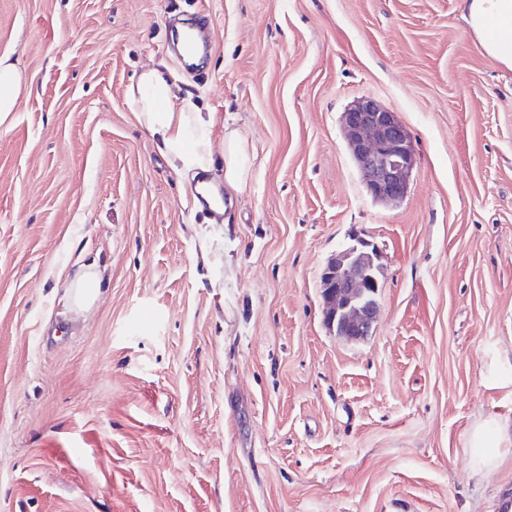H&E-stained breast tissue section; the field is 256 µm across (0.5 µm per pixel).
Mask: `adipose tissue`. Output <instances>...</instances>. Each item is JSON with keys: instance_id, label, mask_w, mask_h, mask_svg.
Masks as SVG:
<instances>
[{"instance_id": "ef3b65f1", "label": "adipose tissue", "mask_w": 512, "mask_h": 512, "mask_svg": "<svg viewBox=\"0 0 512 512\" xmlns=\"http://www.w3.org/2000/svg\"><path fill=\"white\" fill-rule=\"evenodd\" d=\"M463 17L487 57L512 69V0H462ZM31 89L23 71L0 58V127L9 125L19 97ZM140 125L175 172L192 182L195 210L223 215L222 190L246 185L253 160L244 139L231 129L216 133L217 115L200 111L175 92L168 67L141 71L129 88Z\"/></svg>"}]
</instances>
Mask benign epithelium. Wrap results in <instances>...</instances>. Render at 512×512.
Listing matches in <instances>:
<instances>
[{
    "label": "benign epithelium",
    "mask_w": 512,
    "mask_h": 512,
    "mask_svg": "<svg viewBox=\"0 0 512 512\" xmlns=\"http://www.w3.org/2000/svg\"><path fill=\"white\" fill-rule=\"evenodd\" d=\"M342 130L348 149L365 177L370 195L394 203L407 193L416 162L414 146L394 112L377 100L362 97L342 114ZM358 241L343 247L322 273L321 296L329 326H339L350 341L366 339L373 329L379 305L380 284L369 277Z\"/></svg>",
    "instance_id": "benign-epithelium-1"
}]
</instances>
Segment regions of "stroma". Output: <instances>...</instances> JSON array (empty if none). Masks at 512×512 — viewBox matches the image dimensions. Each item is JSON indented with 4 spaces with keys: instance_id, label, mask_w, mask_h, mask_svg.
<instances>
[{
    "instance_id": "35a3bbf8",
    "label": "stroma",
    "mask_w": 512,
    "mask_h": 512,
    "mask_svg": "<svg viewBox=\"0 0 512 512\" xmlns=\"http://www.w3.org/2000/svg\"><path fill=\"white\" fill-rule=\"evenodd\" d=\"M460 4L0 0L32 82L0 128V512L512 507V441L478 481L468 447L512 427V70ZM160 63L254 156L227 223L191 213L130 104ZM362 97L416 149L396 207L343 139ZM356 239L380 315L349 343L320 278ZM100 275L90 266L88 270L79 275L75 288V299L79 304H89L97 297L99 292Z\"/></svg>"
}]
</instances>
